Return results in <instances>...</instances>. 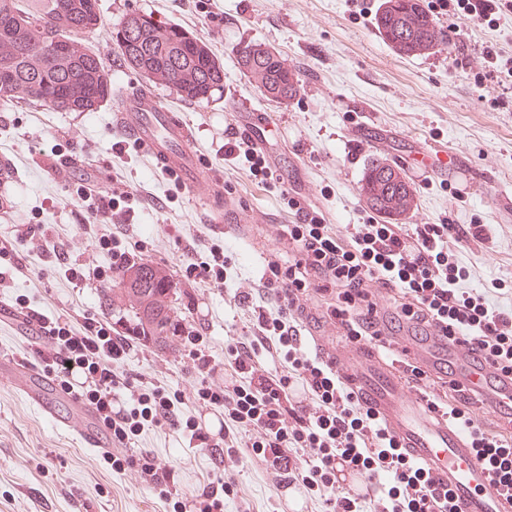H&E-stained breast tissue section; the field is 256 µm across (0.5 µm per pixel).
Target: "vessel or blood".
I'll return each mask as SVG.
<instances>
[{
	"mask_svg": "<svg viewBox=\"0 0 512 512\" xmlns=\"http://www.w3.org/2000/svg\"><path fill=\"white\" fill-rule=\"evenodd\" d=\"M112 122L126 140L150 153L165 174L182 185L193 184L199 170L193 136L171 111L159 108L148 94L138 92L125 97L122 111L113 113ZM331 361L400 439L408 455L447 479L459 512H512V500L500 496L490 485L485 462L471 447L466 432L450 422H419L415 413L421 395L403 386L394 370L369 354L354 357L336 352ZM11 369L19 391L27 399L41 402L31 381L33 368L18 358ZM462 383L484 391L494 401L512 402V383L495 384L489 370L465 372Z\"/></svg>",
	"mask_w": 512,
	"mask_h": 512,
	"instance_id": "1",
	"label": "vessel or blood"
}]
</instances>
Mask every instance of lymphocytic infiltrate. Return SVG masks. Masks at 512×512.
Returning a JSON list of instances; mask_svg holds the SVG:
<instances>
[{
	"instance_id": "lymphocytic-infiltrate-1",
	"label": "lymphocytic infiltrate",
	"mask_w": 512,
	"mask_h": 512,
	"mask_svg": "<svg viewBox=\"0 0 512 512\" xmlns=\"http://www.w3.org/2000/svg\"><path fill=\"white\" fill-rule=\"evenodd\" d=\"M438 14H454L483 23L493 14L512 11V0H434ZM297 224L282 238L287 253L270 254L250 293L258 298L241 335L224 347L216 365L199 333L183 330L181 339L200 377L198 401L222 409L218 431H206L195 417H178L163 386L130 388L118 400L117 366L132 349L110 323L85 318L81 328L68 319L45 323L51 340L49 368L69 386L73 368L83 369L87 388L81 396L96 409L118 445L131 444L146 425H170L198 448L217 450L225 461L218 486L185 496L178 473L157 463L150 451L111 459L113 471L145 476L149 489L171 503L173 512H224L237 498L234 474L239 463L272 470L279 485L302 488L314 512H457L446 482L408 457L367 407L324 360L325 349L311 346L306 325L312 294L327 297L323 323L343 336L346 347L381 336L388 350L401 351L400 337L418 341L441 326L449 345L467 350L472 368L492 363L512 378V311L490 304L486 293L464 287L468 276L451 246L480 241L477 224H326L322 214L303 203ZM89 210L112 222L113 232L99 240L111 256L99 274L100 287L133 260L119 234L131 213L116 197L98 194ZM438 371L455 392L454 401L432 398L431 410L469 432L470 442L493 477L498 492L512 496V436L494 432L470 414L455 365ZM223 385H214L216 374ZM360 474L364 496H356L338 478L341 468Z\"/></svg>"
}]
</instances>
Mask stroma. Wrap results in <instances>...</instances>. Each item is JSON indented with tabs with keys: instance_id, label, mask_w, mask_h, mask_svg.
<instances>
[{
	"instance_id": "obj_1",
	"label": "stroma",
	"mask_w": 512,
	"mask_h": 512,
	"mask_svg": "<svg viewBox=\"0 0 512 512\" xmlns=\"http://www.w3.org/2000/svg\"><path fill=\"white\" fill-rule=\"evenodd\" d=\"M379 0H100L103 24L86 39L112 74V98L93 112H59L23 102L0 104V242L11 244L25 265L0 287V304L26 299L40 316L108 320L96 269L109 257L98 246L110 232L76 200L84 176L111 169L115 188L134 195L128 244L142 259L170 268L173 299L187 329L204 336L216 363L227 339L245 324L241 294L262 275L285 225L297 223L290 199L321 211L329 224H360L371 212L360 194L365 167L378 158L395 162L415 194L412 224H479L481 245L454 247L469 272L464 285L483 289L493 279L512 283V76L477 81L482 50L495 44L512 57V12L473 24L438 16L442 29L462 27L463 40L421 57L396 55L374 27ZM130 12L175 22L209 46L224 65V87L207 102L185 101L145 80L121 59L113 38ZM258 42L294 66L301 94L287 104L266 101L240 70L236 50ZM149 88L155 103L174 111L194 131L201 178L193 187L169 179L145 152L116 153L120 132L111 116L127 93ZM265 125L261 153L274 181L253 177L244 158L225 153ZM223 181L235 204L233 226L211 227L210 175ZM24 224H41L36 241H22ZM221 246L230 267L223 284L203 286L186 276L187 258H206ZM83 268L73 287L67 270ZM42 332L0 328V359L40 363ZM122 381L159 382L179 397L178 416L215 419L212 406L194 398L197 378L177 337L135 343L121 364ZM46 385L56 417L19 394L0 373V512H170L137 472L119 475L105 453L82 439L86 420ZM147 448L174 466L186 492L223 475L208 450L189 447L169 426L144 429L129 453ZM236 479L239 496L228 506L282 512L274 473L248 464Z\"/></svg>"
}]
</instances>
